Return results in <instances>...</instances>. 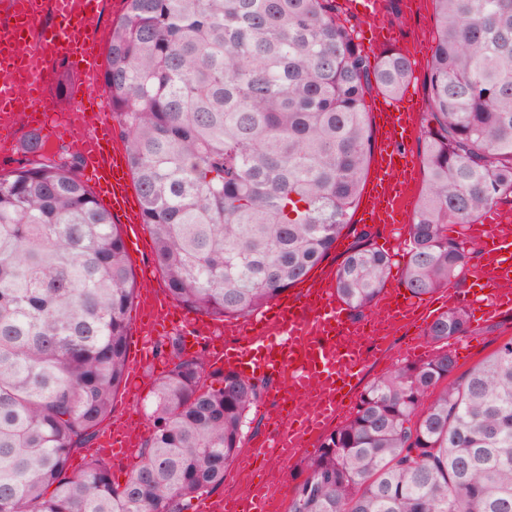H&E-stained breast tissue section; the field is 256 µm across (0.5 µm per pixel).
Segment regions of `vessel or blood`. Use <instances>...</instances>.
Returning <instances> with one entry per match:
<instances>
[{
    "label": "vessel or blood",
    "instance_id": "1",
    "mask_svg": "<svg viewBox=\"0 0 512 512\" xmlns=\"http://www.w3.org/2000/svg\"><path fill=\"white\" fill-rule=\"evenodd\" d=\"M103 0H50L18 10L15 0H0V110L19 99L40 97L54 84L60 65L75 72L77 82L68 106L54 105L32 111L31 126L46 136L65 134L67 115L89 112L93 118L79 144L83 169L93 183L98 199L122 218L127 250L137 251L142 235L140 209L131 205L127 159L112 148L110 106L103 93L99 21ZM343 13L361 18L382 9V0H340ZM53 17L42 25L44 14ZM377 136L374 142L373 177L363 195L358 220L383 223L391 232L385 238L397 248L396 231L402 230L408 185L416 175V163L405 141L414 131V113L402 99L383 97L376 108ZM503 211L492 207L481 223L468 225L464 235L480 242L489 272L512 274V233L499 231ZM440 300L448 308H466L480 317L512 314V291L495 288L493 281L463 288H449ZM151 311L163 312L171 326H188L184 349L206 345L212 366L229 371L244 369L279 377L282 390L276 402L299 403L316 391L323 398L318 406L303 412L301 425L286 423L269 429L254 451L255 458L277 464L310 451L325 428L354 411L359 373L372 354L375 340L358 335L354 320L337 298L329 278H307L298 292L275 299L244 323L234 325L235 349L224 345V328L203 314L187 316L167 298L151 296ZM374 311L421 327L427 320L419 298L403 292L392 281L376 300ZM153 325L141 326L134 339V355L127 361L126 387L137 392L147 369L156 367Z\"/></svg>",
    "mask_w": 512,
    "mask_h": 512
}]
</instances>
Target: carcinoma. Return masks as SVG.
<instances>
[{
	"label": "carcinoma",
	"mask_w": 512,
	"mask_h": 512,
	"mask_svg": "<svg viewBox=\"0 0 512 512\" xmlns=\"http://www.w3.org/2000/svg\"><path fill=\"white\" fill-rule=\"evenodd\" d=\"M420 153L425 188L403 269L416 297L466 264L450 224L512 194V0H435ZM336 0H126L104 82L154 262L177 305L247 317L302 282L359 204L372 153L365 96L399 95L409 57L370 60ZM0 174V512H182L224 484L264 383L175 348L124 485L70 454L112 417L136 298L120 225L50 153ZM390 256L361 235L336 270L350 309ZM468 317L433 320L435 343ZM450 351L384 374L327 434L288 512H512V338L455 377ZM438 390L421 408L424 396Z\"/></svg>",
	"instance_id": "1"
}]
</instances>
